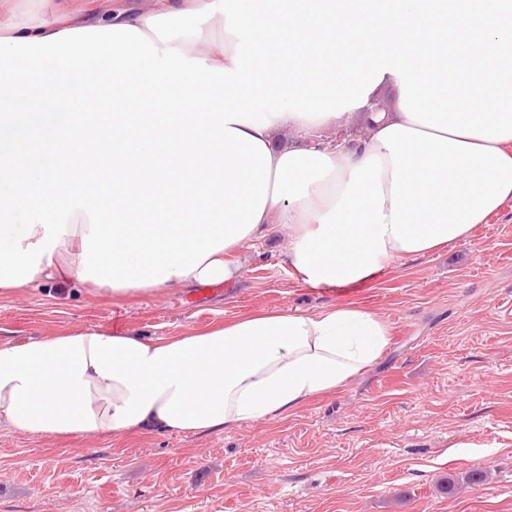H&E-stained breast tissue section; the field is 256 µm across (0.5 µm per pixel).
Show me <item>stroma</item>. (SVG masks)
I'll list each match as a JSON object with an SVG mask.
<instances>
[{
  "mask_svg": "<svg viewBox=\"0 0 512 512\" xmlns=\"http://www.w3.org/2000/svg\"><path fill=\"white\" fill-rule=\"evenodd\" d=\"M44 138L63 106L15 98ZM287 229L230 284L100 298L58 282L0 293V343L91 327L178 336L263 309L356 304L393 340L335 395L234 430L54 439L0 425V512H512V207L470 241L314 290Z\"/></svg>",
  "mask_w": 512,
  "mask_h": 512,
  "instance_id": "35a3bbf8",
  "label": "stroma"
}]
</instances>
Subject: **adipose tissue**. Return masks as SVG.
I'll return each instance as SVG.
<instances>
[{"label":"adipose tissue","instance_id":"adipose-tissue-1","mask_svg":"<svg viewBox=\"0 0 512 512\" xmlns=\"http://www.w3.org/2000/svg\"><path fill=\"white\" fill-rule=\"evenodd\" d=\"M0 0V97L97 112L0 161V289L95 294L231 282L241 249L289 230L313 289L470 239L512 204V0H118L37 23ZM396 95L353 144L277 147ZM44 152L56 161L41 170ZM392 341L344 304L273 310L186 336L103 328L0 344V424L51 438L227 430L331 395Z\"/></svg>","mask_w":512,"mask_h":512}]
</instances>
